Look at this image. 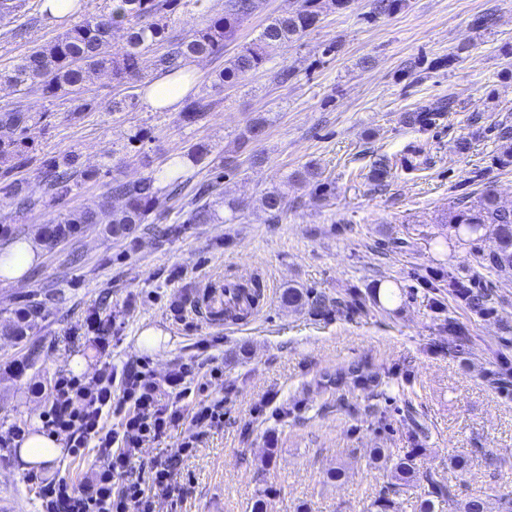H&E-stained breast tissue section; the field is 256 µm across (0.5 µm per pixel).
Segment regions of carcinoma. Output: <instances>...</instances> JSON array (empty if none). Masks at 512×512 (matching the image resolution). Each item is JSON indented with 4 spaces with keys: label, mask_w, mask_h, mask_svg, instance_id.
I'll return each instance as SVG.
<instances>
[{
    "label": "carcinoma",
    "mask_w": 512,
    "mask_h": 512,
    "mask_svg": "<svg viewBox=\"0 0 512 512\" xmlns=\"http://www.w3.org/2000/svg\"><path fill=\"white\" fill-rule=\"evenodd\" d=\"M177 2L120 0L117 8L103 14H91L50 44L32 49L11 70L0 74V78L18 91L27 94L38 92L45 98L55 97L60 92L67 93L74 87L84 85L91 76L101 73L111 74L117 82L134 84L141 78L146 53L165 39L167 11ZM297 2V8L271 18L255 39L240 46L220 75L221 83L235 82L258 71L272 51L293 46L320 23L321 0ZM263 5L264 0H224L223 13L207 15L202 27L181 38L168 40L167 51L157 57L152 66L178 76L185 62L223 52L226 42L235 37L244 23L261 12ZM405 6L406 0H372L371 15H394ZM119 30L124 31L125 42L115 50L112 42ZM210 108L211 103L206 98L188 94L182 102L180 120L187 125L193 124ZM444 109L442 104L426 107L413 112L410 121L427 126ZM35 120L36 115L23 101L0 106V156L27 147L28 132ZM498 138L503 148L500 163L511 165L512 126L498 125ZM43 168L46 193L55 199L71 191L76 177H90V173L77 170L72 156L62 160L49 158L43 162ZM390 170L389 160L381 156L373 162L370 176L381 184L389 177ZM163 189L171 196H180L186 189V183L174 173L169 176ZM163 189L156 185L153 176L129 182L114 177L109 192L97 207L77 215H59L55 223L43 230V236L48 242L59 243L76 235L88 224H103L106 233L115 238L124 237L148 223L158 194ZM211 195L212 190L208 187L196 189L193 195L195 208L191 210L187 223L211 224L221 220L231 222L237 218L241 203L234 199L227 200L221 194L212 200ZM116 196L122 198V205L118 208L112 206V198ZM287 198L288 181L284 180L265 191L261 203L276 218L284 212ZM448 223L459 235H466L473 241H490L487 254L490 267L512 270V207L503 206L493 190H485L476 206L449 214ZM448 289L466 301L473 311L479 314L490 312L487 307L489 294L485 289L474 288L459 280L449 282ZM262 296L263 289L258 280L249 285H236L224 300V306L210 310V314L231 321L243 320L259 305ZM280 300L288 307L310 304L318 311L325 308V299L312 298L309 292L296 287L284 289ZM40 310L39 302H30L15 316L0 322V333L18 341L23 340L36 328ZM415 453L414 448L396 455L387 448L374 449L375 468L385 472L388 477L385 490L372 503L374 512H399L396 495L414 481L424 483L416 504L417 512H445L447 508L452 512H490L492 499L498 505V512H512V497L499 493L493 487L482 495L463 496L458 488L434 474L419 473L414 463Z\"/></svg>",
    "instance_id": "obj_1"
}]
</instances>
